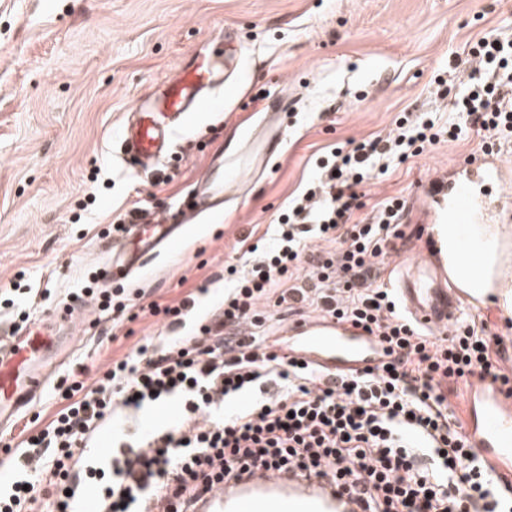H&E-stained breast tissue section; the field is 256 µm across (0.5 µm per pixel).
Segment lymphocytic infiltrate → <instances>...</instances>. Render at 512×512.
<instances>
[{"instance_id":"obj_1","label":"lymphocytic infiltrate","mask_w":512,"mask_h":512,"mask_svg":"<svg viewBox=\"0 0 512 512\" xmlns=\"http://www.w3.org/2000/svg\"><path fill=\"white\" fill-rule=\"evenodd\" d=\"M469 80L448 115L404 114L387 136L334 147L318 175L291 199L273 243L249 270L228 266L224 308L197 336H177L196 307L153 302L175 332L166 347L145 339L92 386L74 382L67 404L12 457L13 479L0 489V512H30L31 467L58 479L55 512H80L95 489L98 512H194L217 483L245 472L297 469L332 477L362 493L368 512H512V482L470 448L451 403L459 387L489 378L512 385L496 360L501 339L469 320L443 337L427 336L380 285L393 240L402 238L405 201L391 197L361 216L357 186L372 173L422 155L441 137L478 139L492 149L512 136V40L483 37L469 49ZM334 243V254L306 241ZM316 305L376 337L380 363L337 375L290 356L262 335V303ZM247 335H239L241 325ZM250 403L224 418L221 407ZM175 402L176 427L123 436L104 461L85 459L92 438L115 415Z\"/></svg>"}]
</instances>
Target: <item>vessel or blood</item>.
Returning a JSON list of instances; mask_svg holds the SVG:
<instances>
[{
	"label": "vessel or blood",
	"instance_id": "vessel-or-blood-1",
	"mask_svg": "<svg viewBox=\"0 0 512 512\" xmlns=\"http://www.w3.org/2000/svg\"><path fill=\"white\" fill-rule=\"evenodd\" d=\"M232 29L213 34L194 56L192 64L174 73L153 91L140 96L127 113L121 131L123 159L137 173L157 171L171 158L176 127L193 112L208 109L212 94L224 85V71L235 59L225 56ZM234 161L217 157L201 176L196 190L175 212L145 213L128 225L127 234L105 249L113 282H120L164 250L195 224L219 211L224 203L223 175ZM427 226L453 224L472 262L481 247L474 243L478 225L490 223L494 213L512 210V174L499 156L484 153L438 169L419 196ZM451 269L439 242L426 246L411 267L403 269L398 290L407 311L420 325L443 331L466 306L479 298L463 288L448 287ZM70 312L52 316L18 332L0 344V429L14 425L23 410L43 390L49 370L73 342ZM288 351L325 371L359 369L380 362L374 339L336 320L302 318L289 323ZM468 417L464 433L472 448L497 468L512 463V397L487 380L466 395ZM197 512H365L362 500L337 488L332 478L288 472L255 471L224 483L211 492Z\"/></svg>",
	"mask_w": 512,
	"mask_h": 512
}]
</instances>
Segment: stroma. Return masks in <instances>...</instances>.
I'll list each match as a JSON object with an SVG mask.
<instances>
[{"label": "stroma", "mask_w": 512, "mask_h": 512, "mask_svg": "<svg viewBox=\"0 0 512 512\" xmlns=\"http://www.w3.org/2000/svg\"><path fill=\"white\" fill-rule=\"evenodd\" d=\"M235 33L236 70L219 106L174 133V160L137 175L122 160L121 125L137 97L189 61L214 30ZM512 38V0H0V339L20 315L38 322L80 312L70 353L52 370L23 422L45 428L75 378L147 336L168 338L150 302L198 297L185 334L219 312L224 268L245 269L249 248L271 244L275 221L315 175L325 148L388 134L401 112L447 113L433 75L470 42ZM288 106L284 122L267 105ZM244 152L251 167L224 190V212L184 234L123 286L143 311L132 321L100 317L79 300L102 270L111 224L134 202L148 210L189 196L212 154ZM480 152L477 140L444 141L361 186L366 205L403 197L405 240L381 269L425 242L413 201L429 171ZM95 198L92 213L81 206Z\"/></svg>", "instance_id": "stroma-1"}]
</instances>
